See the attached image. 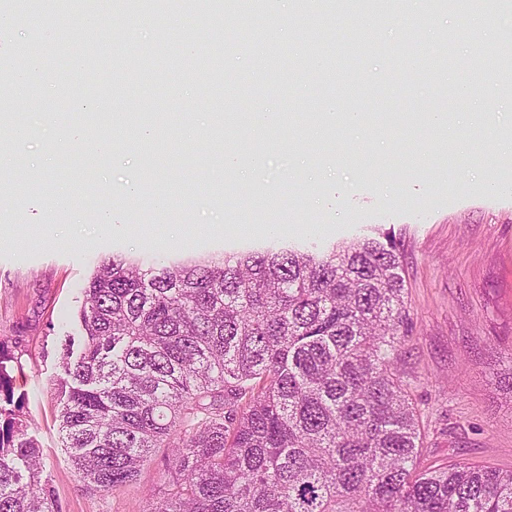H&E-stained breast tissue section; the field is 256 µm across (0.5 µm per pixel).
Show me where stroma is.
Instances as JSON below:
<instances>
[{
  "mask_svg": "<svg viewBox=\"0 0 512 512\" xmlns=\"http://www.w3.org/2000/svg\"><path fill=\"white\" fill-rule=\"evenodd\" d=\"M94 16L98 93L87 94L80 71L50 69L12 94L16 120L0 123L8 134L17 124L27 129L11 169L0 175L27 186L0 198V210L13 215L0 231V350L10 358L14 399L61 512H148L165 481L167 451L159 448L139 480L90 490L61 443V345L83 334L84 289L102 259L120 253L161 265L272 243L323 247L374 229L394 233L402 252L411 330L397 368L419 419L418 469L457 464L511 472L512 394L500 380L512 371V193L489 192L485 183L512 178V155L463 124L467 108L454 104L459 73L436 72L430 83L420 77L425 59L443 50L428 8L407 13L404 26H381L376 50L358 61L364 73L386 79L382 93L357 100L362 127L338 123L326 131L303 129L304 107L344 97L343 85H326L314 72L287 84L204 65L212 43L234 28L257 29L265 46L297 47L311 29L304 19L271 24L252 12L214 22L195 12L193 0H168L163 14L135 17L124 16L120 0H95ZM116 25L125 37L119 47ZM478 42L512 47V15L494 8L471 15L453 53L470 63ZM141 54L153 80L105 97L123 75L121 58ZM256 99L267 104V126L283 128L279 143L239 122ZM449 108L457 121L445 133L388 127L395 113ZM147 111L169 126L155 182L220 180L219 199L180 195L162 208L149 196L129 203L123 189L142 177L147 143L119 121L72 133L91 115ZM464 141L472 155L463 167L456 153ZM231 147L266 154L265 177L225 171L221 159ZM62 191L65 206L57 202ZM268 224L277 232L266 233Z\"/></svg>",
  "mask_w": 512,
  "mask_h": 512,
  "instance_id": "obj_1",
  "label": "stroma"
}]
</instances>
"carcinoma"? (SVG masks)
<instances>
[{"instance_id":"obj_1","label":"carcinoma","mask_w":512,"mask_h":512,"mask_svg":"<svg viewBox=\"0 0 512 512\" xmlns=\"http://www.w3.org/2000/svg\"><path fill=\"white\" fill-rule=\"evenodd\" d=\"M0 13L34 24L39 0ZM235 32L214 46L248 43ZM312 29L254 58L275 76L325 61ZM349 51L374 41L352 29ZM88 59L87 85L97 88ZM388 232L323 249L269 246L148 265L115 254L85 289L79 354H62L59 427L98 491L134 482L157 448L167 477L149 512H512V472L417 470L415 408L397 370L409 317ZM0 353V512H59L36 440L10 408Z\"/></svg>"}]
</instances>
